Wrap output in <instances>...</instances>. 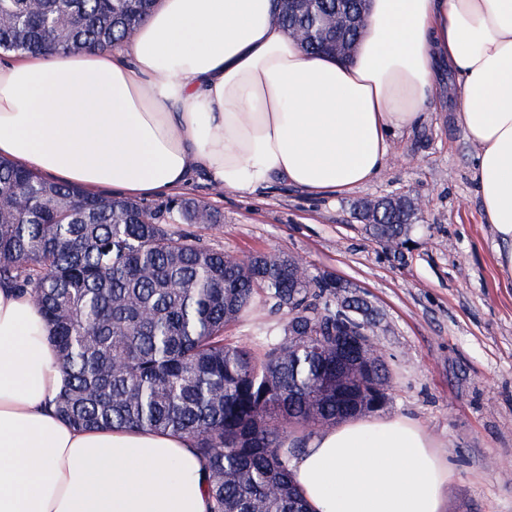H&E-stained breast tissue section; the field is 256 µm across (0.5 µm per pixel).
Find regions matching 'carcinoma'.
Masks as SVG:
<instances>
[{
  "instance_id": "1",
  "label": "carcinoma",
  "mask_w": 512,
  "mask_h": 512,
  "mask_svg": "<svg viewBox=\"0 0 512 512\" xmlns=\"http://www.w3.org/2000/svg\"><path fill=\"white\" fill-rule=\"evenodd\" d=\"M154 0H0V53L18 57L107 49L127 42ZM354 14L359 0H320ZM282 29L310 31L321 53L334 39L303 11L277 3ZM26 200L17 208L14 201ZM367 232L403 244L415 210L380 198ZM209 203L158 204L89 195L0 158V286L27 291L50 327L66 376L56 412L85 428L119 426L191 437L208 471L210 512H309L290 470L288 429L313 431L391 400V372L371 349L380 322L345 310L344 287L299 273L295 259H241L172 230L222 224ZM295 323L261 325L243 346L227 328L261 308Z\"/></svg>"
}]
</instances>
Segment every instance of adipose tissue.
I'll return each instance as SVG.
<instances>
[{"label": "adipose tissue", "instance_id": "obj_1", "mask_svg": "<svg viewBox=\"0 0 512 512\" xmlns=\"http://www.w3.org/2000/svg\"><path fill=\"white\" fill-rule=\"evenodd\" d=\"M276 0H157L128 47L0 65V156L88 193L187 186L316 193L370 182L413 126L440 65L463 77L477 190L512 275V0H368L351 57L305 52ZM65 384L29 294L0 288V512H209L192 439L83 429L56 415ZM311 512H445L447 457L415 419L329 427L291 463Z\"/></svg>", "mask_w": 512, "mask_h": 512}]
</instances>
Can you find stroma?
<instances>
[{
    "label": "stroma",
    "instance_id": "35a3bbf8",
    "mask_svg": "<svg viewBox=\"0 0 512 512\" xmlns=\"http://www.w3.org/2000/svg\"><path fill=\"white\" fill-rule=\"evenodd\" d=\"M461 83L440 80L433 111L390 135V160L371 182L336 194L276 182L242 196L215 193L201 174L187 191L224 221L183 230L236 257H294L365 299L392 373L384 414L420 422L455 464L447 512H512V278L477 194L480 148L459 118ZM405 194L423 204L410 245L395 250L365 232L355 207Z\"/></svg>",
    "mask_w": 512,
    "mask_h": 512
}]
</instances>
